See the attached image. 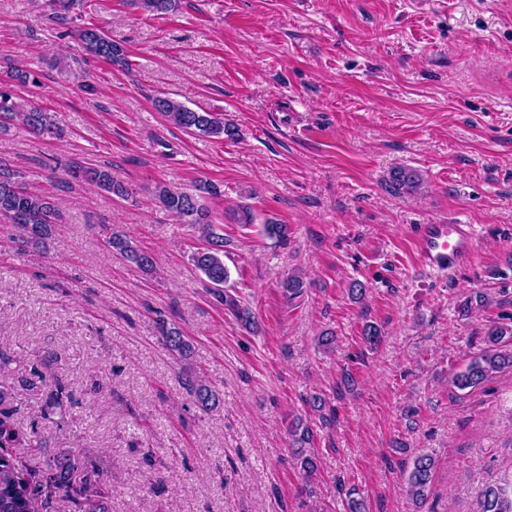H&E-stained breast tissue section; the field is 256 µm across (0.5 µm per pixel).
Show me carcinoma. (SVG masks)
Wrapping results in <instances>:
<instances>
[{
  "instance_id": "carcinoma-1",
  "label": "carcinoma",
  "mask_w": 512,
  "mask_h": 512,
  "mask_svg": "<svg viewBox=\"0 0 512 512\" xmlns=\"http://www.w3.org/2000/svg\"><path fill=\"white\" fill-rule=\"evenodd\" d=\"M49 8V20L66 24L73 19L72 13L82 0H45ZM137 6L152 14L172 13L179 9L180 0H136ZM74 36L91 55L117 65H125L123 49L112 42L106 33L92 25L77 28ZM153 106L168 121L193 134L212 138L235 140L239 137L238 127L202 107L191 109L184 102L167 94L158 95ZM19 126L28 132L61 136L50 113L35 107L15 92L13 85L0 86V128ZM85 175L96 185L116 196L127 194L126 186L112 176L105 168L90 169ZM393 187L401 192L412 193L422 185L421 175L414 169L397 167L390 173ZM215 187L201 181L193 191L172 189L164 183L155 185L152 191L156 204L173 214L181 223L188 224L199 233L203 246L191 256L192 265L205 277L211 287L219 289L230 278L229 269L224 265V235L210 222L208 209L202 203ZM0 222L14 227L17 238L25 245H37L52 235L58 223V210L47 196L37 193L17 180L6 162L0 161ZM108 247L140 269L153 268L152 256L132 246L127 236L110 233ZM282 288L292 300L304 292L305 283L298 274H290L283 281ZM488 302L480 291L463 297L457 306L461 317L469 318L473 312ZM225 308L233 314L242 326L256 327L251 310L235 298L224 296ZM160 333L166 349L176 358L187 359L192 354V345L182 332L175 327L160 324ZM512 369V318L494 322L486 328L483 345L470 359L464 369L452 376L454 386L459 390L480 387L492 375L505 369ZM186 389L194 402L204 412L216 409L220 394L213 390L200 376L184 373ZM69 396L61 379L50 385L45 404L42 406L46 417H67L64 398ZM287 432L292 442L293 456L299 463L305 477H312L317 469L314 454L307 452V445L313 441V431L301 420L288 424ZM33 448L32 439L17 431L5 411L0 410V512H57L56 504L62 497L69 499L77 512H110L108 489L97 469L92 465H80V461L69 453L58 454L44 460L38 466H26L13 453L20 447ZM83 469L82 477L73 474ZM436 470L435 460L429 455H419L406 474L407 493L414 503L415 512H422L431 491ZM478 512H512V486L490 485L481 494Z\"/></svg>"
}]
</instances>
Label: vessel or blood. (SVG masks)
<instances>
[{
  "label": "vessel or blood",
  "instance_id": "1",
  "mask_svg": "<svg viewBox=\"0 0 512 512\" xmlns=\"http://www.w3.org/2000/svg\"><path fill=\"white\" fill-rule=\"evenodd\" d=\"M474 230L468 224H423L414 246L419 267L447 276L466 263L473 253Z\"/></svg>",
  "mask_w": 512,
  "mask_h": 512
}]
</instances>
